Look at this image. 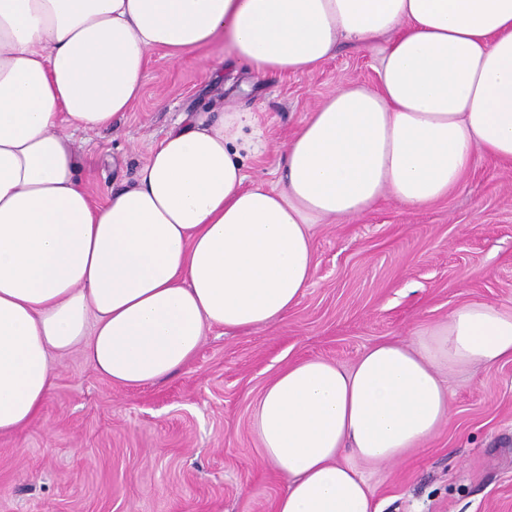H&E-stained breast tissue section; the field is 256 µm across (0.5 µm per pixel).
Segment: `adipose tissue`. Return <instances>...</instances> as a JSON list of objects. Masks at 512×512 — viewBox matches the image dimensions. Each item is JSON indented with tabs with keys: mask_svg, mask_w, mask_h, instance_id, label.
Returning a JSON list of instances; mask_svg holds the SVG:
<instances>
[{
	"mask_svg": "<svg viewBox=\"0 0 512 512\" xmlns=\"http://www.w3.org/2000/svg\"><path fill=\"white\" fill-rule=\"evenodd\" d=\"M224 39L266 73L317 70L345 41L381 48L301 122L277 186L247 184L244 112L172 129L94 205L63 129H105L139 98L151 53ZM512 162V0H0V435L35 421L53 353L82 348L133 389L166 378L205 330L284 318L309 288L315 222L383 196L422 207L478 158ZM512 360V310L465 302L412 344L349 369L288 365L255 412L286 481L274 512H380L358 463L401 459L449 416L440 374Z\"/></svg>",
	"mask_w": 512,
	"mask_h": 512,
	"instance_id": "adipose-tissue-1",
	"label": "adipose tissue"
}]
</instances>
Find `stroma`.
Returning <instances> with one entry per match:
<instances>
[{
  "label": "stroma",
  "instance_id": "1",
  "mask_svg": "<svg viewBox=\"0 0 512 512\" xmlns=\"http://www.w3.org/2000/svg\"><path fill=\"white\" fill-rule=\"evenodd\" d=\"M380 55L344 45L310 74H256L216 41L151 57L142 94L109 130L77 129L94 203L132 178L175 126L201 112L252 113L265 148L249 181L275 186V159L341 85L377 84ZM316 268L288 316L248 333L207 330L169 378L127 389L80 351L56 356L39 418L0 436V512H273L284 481L254 431L258 400L288 364L352 367L384 340L479 301L512 309V164L481 158L448 197L411 208L384 197L313 229ZM449 419L402 460L367 468L385 512H512V362L448 379Z\"/></svg>",
  "mask_w": 512,
  "mask_h": 512
}]
</instances>
